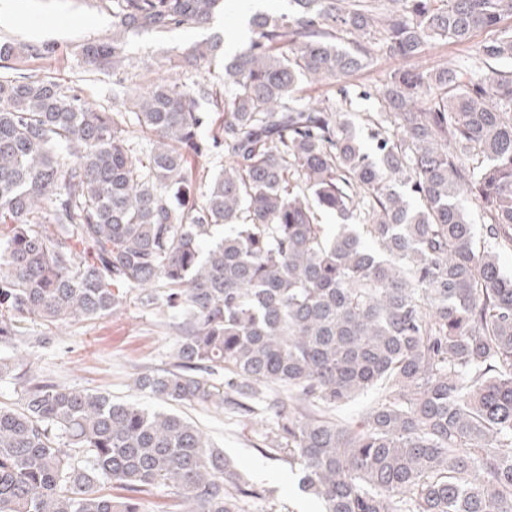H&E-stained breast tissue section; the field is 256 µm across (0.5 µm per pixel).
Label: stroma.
<instances>
[{
	"label": "stroma",
	"mask_w": 512,
	"mask_h": 512,
	"mask_svg": "<svg viewBox=\"0 0 512 512\" xmlns=\"http://www.w3.org/2000/svg\"><path fill=\"white\" fill-rule=\"evenodd\" d=\"M11 4L18 21L12 28H0V41L30 46L48 44L54 48L52 56L46 59L20 55L13 60V67L79 86L90 106L111 107V76L87 73L80 52L84 42L111 36L110 0H11ZM510 27L512 19L508 18L501 27L478 31L469 43L431 44L412 58L375 55L366 69L344 80L345 86L359 95L354 110H376L377 100L371 95L361 98L360 93L364 90L370 93L395 69L433 67L445 61L467 62L474 46L498 38L502 29ZM204 36L203 30L183 28L166 38L149 34L134 38L131 60L135 73L146 84L161 78L159 62L172 55L177 47ZM178 340L172 318L142 307L133 299L109 318L68 324L52 346L29 352L26 362L31 371L55 381L100 390L112 394L114 399L154 408L157 400L134 391L132 380L137 373L171 367ZM182 413L207 432L242 471L269 489L271 497L280 505V512H321L315 500L298 490L297 478L288 464L260 453L259 448L273 427L271 421H242L229 410L211 405L186 406Z\"/></svg>",
	"instance_id": "35a3bbf8"
}]
</instances>
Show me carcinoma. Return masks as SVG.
Instances as JSON below:
<instances>
[{
  "mask_svg": "<svg viewBox=\"0 0 512 512\" xmlns=\"http://www.w3.org/2000/svg\"><path fill=\"white\" fill-rule=\"evenodd\" d=\"M288 2L252 14L233 54L214 32L130 95L128 38L210 30L224 0H112V37L81 46L112 71L110 111L52 78L0 75V382L18 344L107 318L137 290L181 338L172 367L133 388L263 413L259 451L321 512H512V278L498 262L512 247V71L488 69L512 59V29L467 66L386 79L362 117L372 155L347 87L296 97L377 52L465 43L512 0ZM53 51L4 42L0 67ZM218 57L222 85L205 76ZM220 148V171L187 166ZM464 196L488 218L481 249ZM320 211L340 219L334 234ZM36 319L45 335H23ZM378 384L357 424L333 419ZM159 487L184 512L267 498L174 411L41 375L0 402V512H144Z\"/></svg>",
  "mask_w": 512,
  "mask_h": 512,
  "instance_id": "cac0c4a2",
  "label": "carcinoma"
}]
</instances>
